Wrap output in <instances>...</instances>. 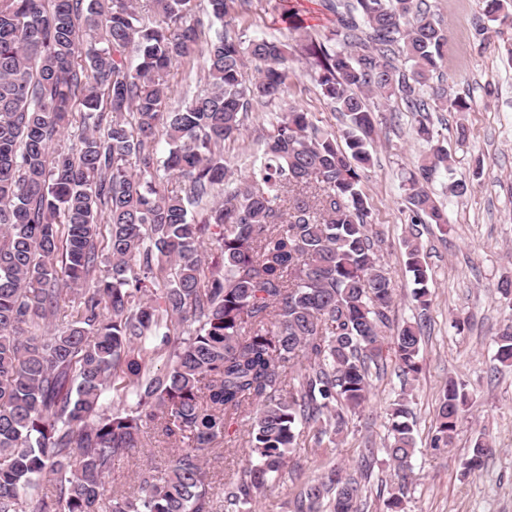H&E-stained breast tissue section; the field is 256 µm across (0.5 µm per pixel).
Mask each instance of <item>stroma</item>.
I'll list each match as a JSON object with an SVG mask.
<instances>
[{
    "label": "stroma",
    "instance_id": "35a3bbf8",
    "mask_svg": "<svg viewBox=\"0 0 512 512\" xmlns=\"http://www.w3.org/2000/svg\"><path fill=\"white\" fill-rule=\"evenodd\" d=\"M448 31L442 84L449 95L468 97L466 112H435L431 120L448 148V168L430 190L448 213V227L412 225L401 184L426 151L407 111L386 112L377 126L373 161L362 190L378 235L377 258L396 289L393 326L417 321L423 326V370L404 384L394 358L372 377L367 408L350 419L329 453L300 448L297 470L261 496L254 512H293L300 488L330 468L352 472L355 459L373 449L365 494L374 512L392 483L394 465L385 453L387 414L401 390L410 393L417 452L406 512H512V367L495 359L499 330L512 323V298L497 286L512 280V22L487 21L482 0H427ZM296 10L302 29L289 27L284 7ZM239 25L250 36H273L290 43L288 91L283 103H256L248 112L243 135L225 144L224 157L246 171L261 148L270 112L288 105L309 112L312 121L343 136L345 120L328 104L310 75L301 47L336 25L328 0H238ZM166 109L179 107L204 86L200 65H175L167 77ZM465 126L466 141L456 129ZM469 181L468 193L450 195L451 182ZM416 235L429 269L431 304L416 308L413 281L405 268L403 241ZM465 384L470 403L457 423L450 447L432 449L436 411L448 380ZM493 448L481 470L464 474L462 459L477 438Z\"/></svg>",
    "mask_w": 512,
    "mask_h": 512
}]
</instances>
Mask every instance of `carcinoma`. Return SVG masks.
<instances>
[{"label": "carcinoma", "mask_w": 512, "mask_h": 512, "mask_svg": "<svg viewBox=\"0 0 512 512\" xmlns=\"http://www.w3.org/2000/svg\"><path fill=\"white\" fill-rule=\"evenodd\" d=\"M153 2L147 22L133 0H0V512H252L301 437L335 447L385 349L407 379L422 370L418 323L385 346L395 288L361 181L376 113L403 103L430 145L402 185L411 223H448L427 190L448 168L428 113L470 102L431 86L448 44L441 21L425 0L329 3L336 28L308 54L348 121L345 147L291 107L235 179L225 142L253 102L287 90L288 46L233 31L235 0H206L220 29L204 45L195 0ZM483 4L490 21L512 17V0ZM200 59L207 89L164 111L169 69ZM78 106L81 132L53 147ZM404 245L425 310L428 267L414 239ZM68 294L78 317L52 333ZM495 343V360L512 366L511 324ZM163 356L167 369H153ZM466 402L448 381L435 447L452 444ZM155 421L168 468L142 465L137 490L114 489L115 463L146 447ZM413 431L404 388L389 418L388 512L404 510ZM236 442L246 466L218 489L206 456ZM491 454L480 437L463 466ZM373 458L369 448L354 473L305 485L295 512H364Z\"/></svg>", "instance_id": "1"}]
</instances>
